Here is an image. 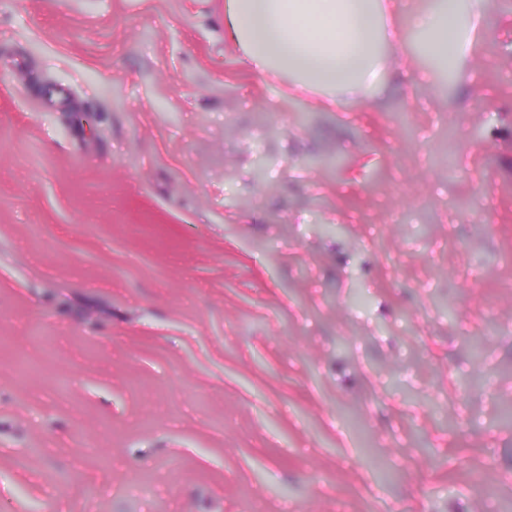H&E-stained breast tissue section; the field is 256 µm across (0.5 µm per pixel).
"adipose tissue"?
<instances>
[{
	"instance_id": "obj_1",
	"label": "adipose tissue",
	"mask_w": 512,
	"mask_h": 512,
	"mask_svg": "<svg viewBox=\"0 0 512 512\" xmlns=\"http://www.w3.org/2000/svg\"><path fill=\"white\" fill-rule=\"evenodd\" d=\"M486 0H441L418 21L428 50L445 60L466 53ZM397 0H226V39L249 69L319 93L356 100L378 81L379 45L400 51L389 26Z\"/></svg>"
}]
</instances>
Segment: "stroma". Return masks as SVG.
I'll use <instances>...</instances> for the list:
<instances>
[{
    "label": "stroma",
    "instance_id": "35a3bbf8",
    "mask_svg": "<svg viewBox=\"0 0 512 512\" xmlns=\"http://www.w3.org/2000/svg\"><path fill=\"white\" fill-rule=\"evenodd\" d=\"M452 67L0 0V512H512V0Z\"/></svg>",
    "mask_w": 512,
    "mask_h": 512
}]
</instances>
